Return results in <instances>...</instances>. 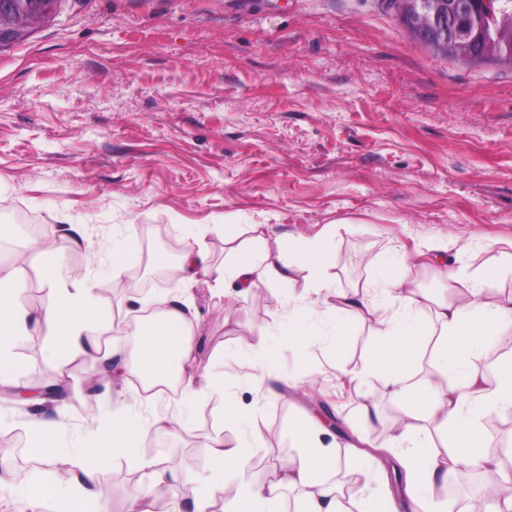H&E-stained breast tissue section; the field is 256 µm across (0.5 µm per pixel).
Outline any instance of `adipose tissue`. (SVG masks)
<instances>
[{"mask_svg":"<svg viewBox=\"0 0 512 512\" xmlns=\"http://www.w3.org/2000/svg\"><path fill=\"white\" fill-rule=\"evenodd\" d=\"M249 244L226 248L222 265H214L203 242L182 246L172 267L179 280L212 281L223 287L234 281L242 292L250 293L260 284L275 281L288 288L293 307L288 314L287 334L298 349L322 341L340 346L354 323L376 322L377 340L361 372L379 379L400 408L402 435H419L420 418H434L441 426L443 449L427 446L409 450L405 458L407 478L400 500L419 512H431L433 499L448 492V484L459 466L491 468L495 460L486 450L480 420L486 414L512 407V359L501 362L495 375L474 362L488 349L493 337L512 331V295H499L493 287L503 266L512 267V255L500 265L476 270L466 295L458 301H441L425 309L428 297L396 277L399 257L382 264L372 292H348L332 288L325 275V245L319 239H300L289 250L271 248L265 227H247ZM30 250L39 263L42 281L50 298L37 312L22 304L21 280L17 268L0 266V375L22 371L24 364L15 352L17 340L30 324L43 327L51 338L50 356L58 359L85 356L102 366L120 365L126 377L141 381L151 389L174 379L182 392L197 395L192 370L193 320L188 301L177 297H157L158 311L136 328H119L111 348H101L92 338L103 318V301L95 297L85 279L68 274L59 252L39 241ZM398 291L401 306L388 310L387 298ZM330 294L328 317H320L316 299ZM435 336L433 353L443 369L442 382L418 379L415 361L427 336ZM133 345L136 357L121 365L117 357L126 345ZM230 422L241 429L231 440L215 439L211 456L215 467L203 480L187 482L166 471L154 458H142L136 471H151L161 487L180 485L182 496L191 500L193 512H207L217 493L224 489L226 474L236 477L235 493L224 512H272L286 489H301L303 512H347L342 494L326 475L336 468V456L322 437L328 422L321 415L303 414L289 427L296 453L282 463L273 479L253 482L246 467L252 445L246 435L253 429V410L243 404L230 407ZM166 418L156 414L146 419L138 414L113 417L110 428L94 437L90 452H77L73 489L66 490L37 480L24 487L22 496L49 499L54 512H100L106 497L98 473L105 464L141 447L153 432L165 429Z\"/></svg>","mask_w":512,"mask_h":512,"instance_id":"adipose-tissue-1","label":"adipose tissue"}]
</instances>
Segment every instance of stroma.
<instances>
[{"label": "stroma", "instance_id": "35a3bbf8", "mask_svg": "<svg viewBox=\"0 0 512 512\" xmlns=\"http://www.w3.org/2000/svg\"><path fill=\"white\" fill-rule=\"evenodd\" d=\"M53 230L70 269L89 288L112 285L106 304L117 324L135 307L112 284V234L138 229L128 274L152 276L173 261L166 241L183 242L220 224L244 240L247 224L268 225L270 246L326 236L335 287L371 288L389 252L413 255L444 244L456 273L408 265L399 274L437 298L461 297L467 273L512 252V66L467 65L433 54L380 0H59L53 17L0 45V265L28 233L19 213ZM81 226L86 243L64 240ZM163 292L188 299L193 370L221 396L145 394L135 380L105 377L86 398L90 362L49 359L45 331L32 329L21 372L0 382V434L11 461L0 469V512H52L16 494L42 479L65 487L53 461L30 465L27 448L43 416L62 418L57 443L84 448L112 414L166 415L169 432L151 448L100 470L104 512H141L159 501L184 512L176 490L131 474L138 458L196 480L214 463L208 445L238 430L221 403L253 407L260 441L249 467L276 470L295 453L292 420L312 406L305 385L339 422L324 442L340 464L337 487L363 483L395 495L391 465L412 443L395 439V407L360 370L376 340L354 324L340 351L316 343L296 353L282 330L288 291L263 286V305L236 289L168 279ZM275 354V393L245 381L255 350ZM63 385L66 396L39 406L10 390ZM380 421L360 428L362 404Z\"/></svg>", "mask_w": 512, "mask_h": 512}]
</instances>
